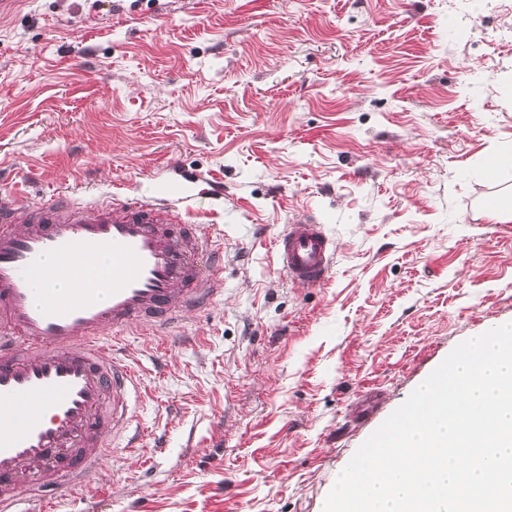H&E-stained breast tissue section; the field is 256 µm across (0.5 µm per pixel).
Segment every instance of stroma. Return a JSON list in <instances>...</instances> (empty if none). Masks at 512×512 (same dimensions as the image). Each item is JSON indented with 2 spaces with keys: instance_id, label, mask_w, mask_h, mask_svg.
I'll use <instances>...</instances> for the list:
<instances>
[{
  "instance_id": "obj_1",
  "label": "stroma",
  "mask_w": 512,
  "mask_h": 512,
  "mask_svg": "<svg viewBox=\"0 0 512 512\" xmlns=\"http://www.w3.org/2000/svg\"><path fill=\"white\" fill-rule=\"evenodd\" d=\"M512 0H16L0 14V205L148 198L206 174L224 292L124 346L141 434L54 512H323L456 345L512 321ZM326 224L332 277L278 269ZM486 178L503 187V189H510V200L503 201L501 198L493 197L488 200L483 210L492 218H495L501 223L512 222V202H511V189H512V154L501 155L493 160V163L485 171ZM277 264L293 283L319 284L332 274L336 250L325 225L288 224L274 239Z\"/></svg>"
}]
</instances>
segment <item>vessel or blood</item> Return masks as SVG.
I'll return each mask as SVG.
<instances>
[{
    "label": "vessel or blood",
    "instance_id": "1",
    "mask_svg": "<svg viewBox=\"0 0 512 512\" xmlns=\"http://www.w3.org/2000/svg\"><path fill=\"white\" fill-rule=\"evenodd\" d=\"M197 193L155 183L151 200L118 193L0 207V512H49L96 480L115 440L137 447L130 403L139 379L121 344L154 335L223 292V245L195 220ZM295 283L331 275L324 225L290 224L274 239ZM108 254L102 273L89 258ZM72 273L65 296L50 284ZM48 282L35 297V279Z\"/></svg>",
    "mask_w": 512,
    "mask_h": 512
}]
</instances>
